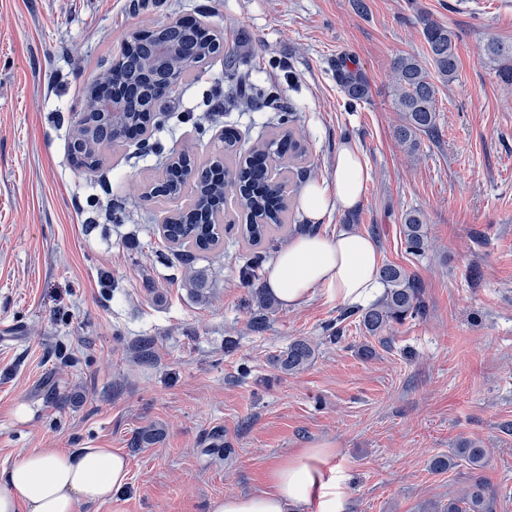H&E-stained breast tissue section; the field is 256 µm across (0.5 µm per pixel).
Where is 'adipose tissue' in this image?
Returning <instances> with one entry per match:
<instances>
[{
    "mask_svg": "<svg viewBox=\"0 0 512 512\" xmlns=\"http://www.w3.org/2000/svg\"><path fill=\"white\" fill-rule=\"evenodd\" d=\"M368 177L359 153L344 146L331 179L308 184L301 206L315 223L331 210L354 208ZM380 263L368 235L349 229L329 237L304 234L279 251L266 286L291 309L319 288L337 303L367 307L385 291ZM334 454L325 444L299 449L268 469L264 489L215 499L211 512H341L343 493L330 465ZM128 475L125 457L105 448L32 452L0 472V512H77L81 504L111 501Z\"/></svg>",
    "mask_w": 512,
    "mask_h": 512,
    "instance_id": "obj_1",
    "label": "adipose tissue"
}]
</instances>
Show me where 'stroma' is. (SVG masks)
<instances>
[{
  "mask_svg": "<svg viewBox=\"0 0 512 512\" xmlns=\"http://www.w3.org/2000/svg\"><path fill=\"white\" fill-rule=\"evenodd\" d=\"M353 2L0 0V469L45 448H107L127 457L129 482L78 512H210L326 442L345 512H418L468 476L430 460L476 441L496 512H512V85L484 52L512 45V0ZM423 14L456 32L458 72L436 96V137L412 154L394 137L392 61L424 54ZM175 16L223 35L241 71L294 104L291 127L308 144L299 188L330 179L343 146L361 153L358 208L315 225L296 202L292 218L305 234L372 237L382 262L422 283L426 316L394 325L384 344L349 321L336 343L342 306L324 291L261 314L236 231L189 266L165 242L178 204L144 193L173 153L208 157L227 128L244 153L277 125L267 107L210 116L223 56L165 101L157 148L129 140L94 172L76 169L84 87L143 20ZM343 60L368 83L353 107L336 80ZM412 209L428 229L421 257L404 245ZM193 274L205 297L189 291ZM296 339L315 358L291 375L275 359ZM149 430L157 438L142 441Z\"/></svg>",
  "mask_w": 512,
  "mask_h": 512,
  "instance_id": "1",
  "label": "stroma"
}]
</instances>
